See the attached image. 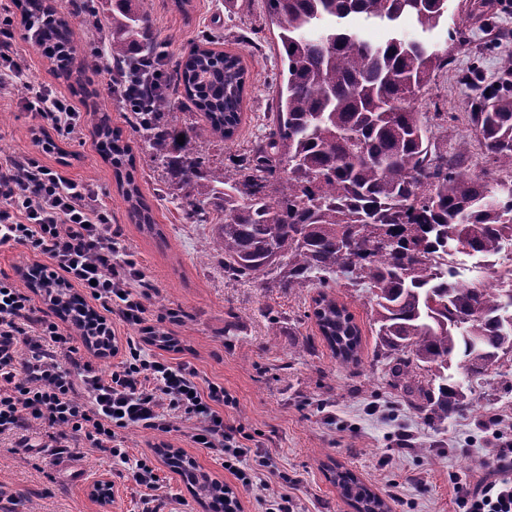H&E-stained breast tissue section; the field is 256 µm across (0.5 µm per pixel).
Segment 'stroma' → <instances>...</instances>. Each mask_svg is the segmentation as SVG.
<instances>
[{"mask_svg": "<svg viewBox=\"0 0 512 512\" xmlns=\"http://www.w3.org/2000/svg\"><path fill=\"white\" fill-rule=\"evenodd\" d=\"M492 4L491 14L479 20L469 15L465 0H449L444 25L426 34L411 24L406 30L425 36L439 49H451L454 59L435 72L428 93L415 102L429 137L452 147L468 137L469 170L496 187L512 183V171L496 167L480 145L468 117L473 91L464 81L473 72L481 86L492 87L505 77L502 62L512 56V0ZM141 8L152 21L167 66H174L194 41L210 35L217 39L216 50L238 54L242 60L247 81L241 124L233 140L204 146L211 162L228 160L268 134L282 47L271 34L256 51L237 39L247 28L267 25L264 0H235L229 9L224 0H191L184 12L175 9L174 0H141ZM451 29L461 34L452 48L446 44ZM72 30L74 45L88 56L76 81L59 77L31 40H17L25 64L23 82L36 80L62 92L83 115L79 133L56 138L44 160L98 191L112 213L113 231L153 286L147 307L151 314L164 315L159 330L177 340L181 358L223 383L236 398V407L224 412L226 422L241 426L253 447L272 452L281 469L299 477L294 495L300 512H350L332 480L340 470L354 473L383 499L389 482H400L403 501L389 502V512H455L454 480L469 479L495 445L485 420L497 413L512 423V388L497 382L475 385L474 409L452 415L441 427L429 423L391 384L368 288L351 286L341 275L330 282V295L347 307L361 330L359 361L347 364L333 356L313 317L318 288L284 290L268 277L248 282L227 276L223 256L211 247L210 225L197 223L189 210L173 201L164 173L146 148L135 151L136 177L162 234L153 237L131 224L112 167L92 135V111L100 103L107 107L112 126L131 137L126 112L107 89L99 37L77 24ZM21 98L12 87L0 95V155L38 150L40 138L49 131L44 120L24 108ZM404 431L413 436L412 448L397 443ZM125 445L130 459L153 463L159 495H178V512L206 510L166 464L164 451L192 459L196 469L213 480L235 482L218 453L194 446L181 420H173L167 433L129 429ZM74 466L83 472L78 484L69 477ZM120 467V462L89 448L56 465L33 450L0 444V488L22 499V512H138L142 490L113 479ZM102 478L114 481L104 503L91 495Z\"/></svg>", "mask_w": 512, "mask_h": 512, "instance_id": "35a3bbf8", "label": "stroma"}]
</instances>
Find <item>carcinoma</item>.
Listing matches in <instances>:
<instances>
[{
  "label": "carcinoma",
  "mask_w": 512,
  "mask_h": 512,
  "mask_svg": "<svg viewBox=\"0 0 512 512\" xmlns=\"http://www.w3.org/2000/svg\"><path fill=\"white\" fill-rule=\"evenodd\" d=\"M265 2L285 51L269 135L228 164L212 166L199 152L205 142L234 136L246 72L239 56L198 44L178 60L153 111L132 113L131 129L170 174L171 195L203 222L212 207L224 214V223L213 225L212 248L224 254L228 275H270L292 289L315 281L326 288L339 272L367 285L392 386L442 425L474 406L448 375L452 362L469 382L492 369L512 375L499 371L512 357V287H503L512 284V268L491 266V281L466 284L431 259L438 251L486 259L512 243V188L501 195L462 166L467 138L451 157L432 142L411 97L452 55L408 38L396 24L410 18L430 32L448 15V0ZM20 8L30 39L68 75L75 64L70 16L105 32L103 56L123 80L136 74V57L159 55L150 17L136 0H112L106 13H65L54 0H21ZM358 14L389 26L390 37L365 40L348 25ZM183 99L201 120L179 129L174 111ZM469 119L493 162L512 171V85L476 92ZM95 133L128 219L159 234L136 180L131 140L106 116ZM313 314L330 348L353 360L360 330L347 308L321 294ZM474 342L486 361L472 358ZM183 474L199 499L224 504V485L186 468ZM336 482L358 512H387L351 473H336Z\"/></svg>",
  "instance_id": "cac0c4a2"
}]
</instances>
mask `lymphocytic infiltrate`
Segmentation results:
<instances>
[{
  "label": "lymphocytic infiltrate",
  "mask_w": 512,
  "mask_h": 512,
  "mask_svg": "<svg viewBox=\"0 0 512 512\" xmlns=\"http://www.w3.org/2000/svg\"><path fill=\"white\" fill-rule=\"evenodd\" d=\"M26 110L47 120L58 136L79 130L82 115L73 101L42 84H29ZM19 245L36 256L29 278L60 281L79 289L100 308L97 353L112 347L113 322L137 328L125 355L109 375L86 359L71 333L40 315L32 297L13 279L0 278V439L36 445L55 461L87 446L124 462L118 478L146 487L141 512H164L155 495L158 477L147 460L130 461L123 446L132 428L169 431L172 419L190 423L191 441L219 449L224 468L243 489L263 493L265 512H296L287 493L267 495L269 478L288 487L297 476L281 470L269 452L248 447L238 426L226 424L235 399L223 384L206 380L188 361L149 353L150 345L174 346L148 326V285L112 230L109 211L86 182L54 170L34 154L0 158V246ZM496 446L473 482L454 485L457 512H512V437L496 433Z\"/></svg>",
  "instance_id": "obj_1"
}]
</instances>
